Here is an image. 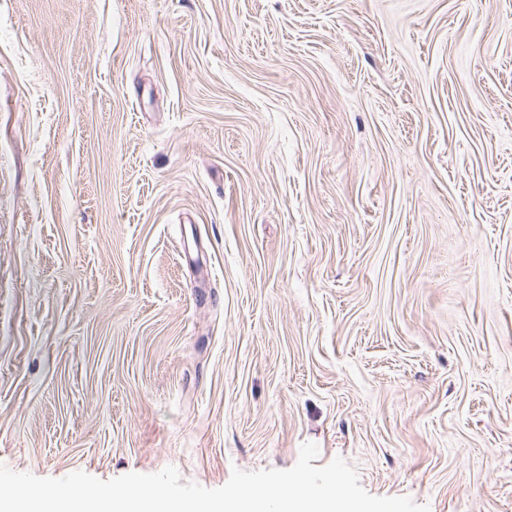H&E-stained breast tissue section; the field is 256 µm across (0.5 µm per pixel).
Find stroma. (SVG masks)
<instances>
[{"instance_id": "stroma-1", "label": "stroma", "mask_w": 512, "mask_h": 512, "mask_svg": "<svg viewBox=\"0 0 512 512\" xmlns=\"http://www.w3.org/2000/svg\"><path fill=\"white\" fill-rule=\"evenodd\" d=\"M306 442L512 512V0H0V465Z\"/></svg>"}]
</instances>
